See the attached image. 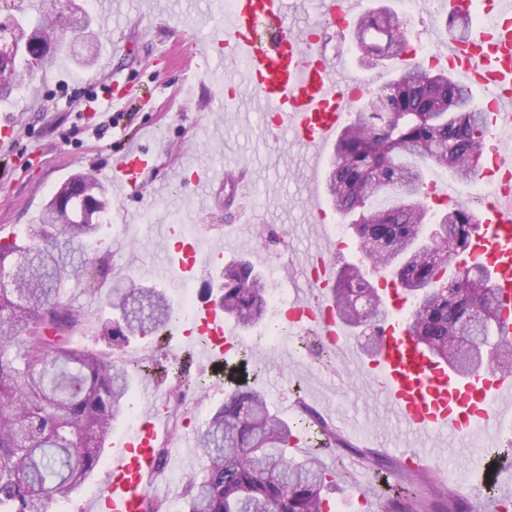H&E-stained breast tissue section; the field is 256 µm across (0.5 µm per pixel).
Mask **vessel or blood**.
Listing matches in <instances>:
<instances>
[{
	"instance_id": "obj_1",
	"label": "vessel or blood",
	"mask_w": 512,
	"mask_h": 512,
	"mask_svg": "<svg viewBox=\"0 0 512 512\" xmlns=\"http://www.w3.org/2000/svg\"><path fill=\"white\" fill-rule=\"evenodd\" d=\"M497 23L475 27L464 40L434 32L428 41L442 70L466 89L490 92L489 123L504 150L512 149V0H492ZM289 0H232L230 8H216V28L198 47L203 66H210L214 48H221L231 76L229 104L250 92L270 132L286 133L320 160L324 150L350 121L363 96L361 79L350 70H337L317 41L295 34L285 23ZM317 23L346 31L366 10V0H314ZM152 158L139 150L119 153L112 165L114 181L136 189ZM497 196L478 214L469 256L492 268V286L504 308L512 307V167H494ZM175 238L174 251L184 276H192L203 262L224 256L223 246L202 254L199 243ZM324 248L308 254L306 265L317 268L312 285L314 302L297 306L332 344L347 345L348 331L327 300L332 269ZM183 335L202 349L207 358L220 360L238 344L227 329L219 304L204 302L181 327ZM362 378L374 387L394 415L413 434H436L467 439L491 447L490 419L512 416V375L481 369L461 376L448 371L409 334L405 324H389L376 356L368 359ZM160 422L146 415L138 431L120 439L112 455V471L93 504L94 512H138L156 469L155 447Z\"/></svg>"
}]
</instances>
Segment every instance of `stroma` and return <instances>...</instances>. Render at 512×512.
<instances>
[{"instance_id":"1","label":"stroma","mask_w":512,"mask_h":512,"mask_svg":"<svg viewBox=\"0 0 512 512\" xmlns=\"http://www.w3.org/2000/svg\"><path fill=\"white\" fill-rule=\"evenodd\" d=\"M92 18L89 34L100 45L99 58L110 70L97 76L84 65L82 44L62 53L55 65L40 72L34 84L0 100V120L15 124L19 154L0 156V227L22 233L26 224L73 175L94 173L107 181L106 164L126 145L146 149L155 157L136 191L111 196L110 223L100 225L95 256L101 257L104 283L129 278L154 285L163 274L168 251L157 233L161 224L181 217L185 236L200 237L209 248L219 231L229 234L225 261H249L262 277L277 273V283L292 300L309 297L310 280L301 261L320 238H332L337 212L326 191L333 158L325 152L318 165L309 164L302 149L287 136L268 132L249 101L226 107L221 76L224 64L198 68L197 44L212 23L210 0H172L168 18L155 12L158 0H125L124 15L112 18L99 0H75ZM318 40L339 67H349L377 88L386 77L380 69L362 66L349 54L352 39L335 29L319 31ZM133 88L124 103L108 100V92ZM219 177L211 197L198 200L191 170ZM247 169L253 175V199L241 207L235 197L233 173ZM321 206L325 220L311 223L313 206ZM351 353L332 354L330 361H307L296 337L255 350V370H246L238 356L214 364L187 352L181 332L149 336L132 342L128 359L156 360L155 369L135 376L130 413L142 415L152 404L167 405L177 384L178 370L205 374L208 387L188 398L178 421L168 422L164 461L152 479L150 495L182 505L183 477L200 471V454L185 458L182 444L196 438L211 412L221 405L236 382L254 380L274 409L292 418L296 398H303L355 447L370 448L389 460L401 459L409 448L436 450L433 438L413 444L393 414L383 408L359 377L357 351L365 338L350 333ZM476 449L457 447L427 472L437 482L457 484L473 497L476 512H491L501 496L499 472L512 470V458L484 461L483 476L471 474L465 461ZM112 466L104 452L98 468L76 491L58 497L54 512H88L98 488ZM346 482L325 492L333 512H353L355 482L382 485L385 475L376 467H351Z\"/></svg>"}]
</instances>
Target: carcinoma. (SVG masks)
<instances>
[{"label": "carcinoma", "mask_w": 512, "mask_h": 512, "mask_svg": "<svg viewBox=\"0 0 512 512\" xmlns=\"http://www.w3.org/2000/svg\"><path fill=\"white\" fill-rule=\"evenodd\" d=\"M53 24L48 15L26 27L10 16L0 21V41L6 33L14 39L0 98L32 85L38 71L67 49L55 38L37 56L16 39L27 30L36 38ZM352 39L375 58L373 67L407 52L403 21L388 8L365 13ZM487 134L485 112L448 75L400 71L340 134L326 179L366 259L411 300L410 334L462 375L495 362L512 373V341L495 339L501 311L489 272L466 258L475 212L463 202L431 210L425 173L441 169L462 182L474 180ZM63 190L65 196L52 197L22 235L0 238V264L16 268L0 287V512H52L57 496L82 486L127 412L132 373L152 369L122 353L135 337L162 332L175 318L164 292L131 280L113 283L108 299L115 316L108 320L64 298L74 278L85 283L83 292L100 293L102 267L88 257L99 225L83 223L82 211L105 209V187L83 174ZM452 262L457 271L450 276ZM220 278L224 316L243 331L258 326L267 305L261 276L240 261L224 265ZM331 301L347 326L371 331L374 346L380 345L390 310L366 269L341 270ZM481 309L487 311L484 329L467 332L479 354L464 355L455 336ZM85 329L97 332L105 348L74 345L75 333ZM178 379L169 394L174 413L207 386L202 374L182 372ZM300 432L308 434L311 448L297 459L288 455V442ZM333 447L352 444L303 399L296 401L292 426L270 409L263 392L240 386L198 435L206 465L186 478L183 512H323V491L336 472L321 455ZM355 456L390 477L388 490L375 493L381 512H472L470 499L452 487L442 484L427 495L426 475L401 462L390 464L365 449Z\"/></svg>", "instance_id": "1"}]
</instances>
